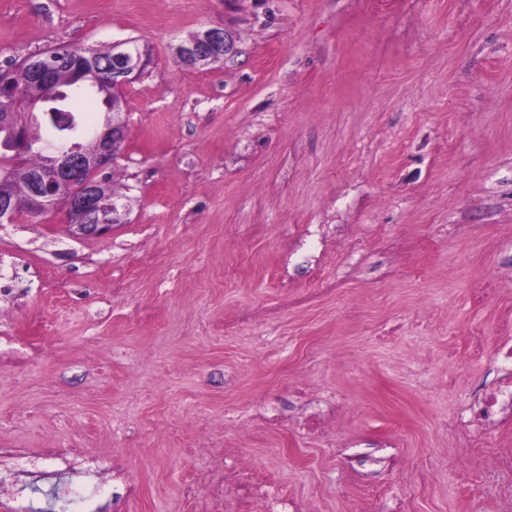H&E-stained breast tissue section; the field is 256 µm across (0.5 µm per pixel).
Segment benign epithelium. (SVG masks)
<instances>
[{
  "label": "benign epithelium",
  "instance_id": "obj_1",
  "mask_svg": "<svg viewBox=\"0 0 512 512\" xmlns=\"http://www.w3.org/2000/svg\"><path fill=\"white\" fill-rule=\"evenodd\" d=\"M230 50L223 31L206 29L176 47L190 67L196 68L223 58ZM112 91L102 88L94 71L89 70L72 78L74 83L90 82L103 98L112 101V116L97 135V148L80 152L73 146L47 145L42 148L43 164L33 177L30 213L39 214L60 204L65 210L67 227L72 237L102 236L128 213L122 197L111 191L103 172L116 164L125 142V98L123 87L144 72L146 58L131 40L112 43ZM61 62L55 53H43L36 58L30 71L33 87L13 88L8 78L0 83V129L9 136L15 154L0 162V227L12 224L15 213L12 189L15 170L23 163L28 149L25 139L28 118L35 111L47 110L49 99L36 89L38 85L54 83Z\"/></svg>",
  "mask_w": 512,
  "mask_h": 512
}]
</instances>
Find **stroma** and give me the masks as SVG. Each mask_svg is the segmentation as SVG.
Instances as JSON below:
<instances>
[{
    "label": "stroma",
    "instance_id": "obj_1",
    "mask_svg": "<svg viewBox=\"0 0 512 512\" xmlns=\"http://www.w3.org/2000/svg\"><path fill=\"white\" fill-rule=\"evenodd\" d=\"M125 39V222L0 228V512H72L68 464L89 512H239L230 457L315 512H498L444 421L512 309V0H0V71ZM382 444L390 483L348 464ZM175 50L191 68H196L223 58L229 52L230 44L224 31L206 29L179 44Z\"/></svg>",
    "mask_w": 512,
    "mask_h": 512
}]
</instances>
